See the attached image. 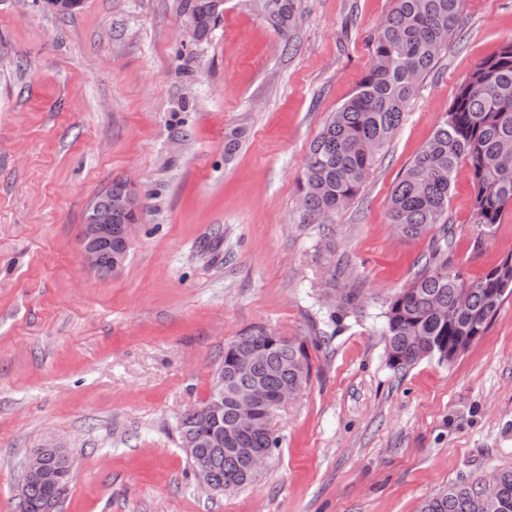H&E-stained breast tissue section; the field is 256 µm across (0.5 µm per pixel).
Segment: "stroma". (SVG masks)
Listing matches in <instances>:
<instances>
[{
  "instance_id": "obj_1",
  "label": "stroma",
  "mask_w": 512,
  "mask_h": 512,
  "mask_svg": "<svg viewBox=\"0 0 512 512\" xmlns=\"http://www.w3.org/2000/svg\"><path fill=\"white\" fill-rule=\"evenodd\" d=\"M391 7L298 0L283 35L255 0H224L198 39L184 0H84L65 17L0 0V512H21L25 462L49 439L75 460L55 512H419L449 482L512 466V296L449 363L391 368L381 318L436 241L470 279L512 254V207L483 232L464 164L447 226L411 239L388 215L458 87L512 39V0H464L331 237L299 221L309 147ZM116 180L139 221L125 264L94 273L84 216ZM333 286L364 298L337 331L320 301ZM256 327L303 344L310 383L278 413L259 477L210 493L178 423Z\"/></svg>"
}]
</instances>
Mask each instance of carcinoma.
<instances>
[{
  "instance_id": "cac0c4a2",
  "label": "carcinoma",
  "mask_w": 512,
  "mask_h": 512,
  "mask_svg": "<svg viewBox=\"0 0 512 512\" xmlns=\"http://www.w3.org/2000/svg\"><path fill=\"white\" fill-rule=\"evenodd\" d=\"M268 23L282 34L294 26L296 0H258ZM463 0H392V7L370 37L372 64L354 94L330 113L312 143L299 181L300 223L325 224L332 214L352 202L363 189L376 155L392 138L403 119L406 102L418 81L428 74L440 49L457 32ZM196 26V37L216 24V0H186ZM469 165L475 187L474 223L490 229L512 205V41L482 59L460 85L454 100L432 137L406 167L392 189L390 223L408 238H418L446 223L448 200L460 162ZM136 198L125 181H114L97 198ZM138 209L112 210V250H117L129 227L137 223ZM448 246L435 245L416 278L399 289L382 312L388 364L405 369L424 358L449 362L464 336L484 335L504 300L512 294V256L477 279L448 273ZM322 302L328 321L337 326L361 303V289L325 290ZM259 346L263 353L250 370L234 368V353ZM311 367L303 344L257 327L224 349L215 370L224 379V414L218 430L231 431L235 400L251 395L262 403L285 388L302 392ZM181 444L208 459L214 484L223 492L243 488L256 480L247 465L251 448L270 458L279 447L271 419L260 417L255 428L218 444L211 425L196 410L178 425ZM484 480L460 478L428 497L420 512H512V466L495 473V492H484ZM68 486L63 481L50 496L48 488L33 482L21 487L22 512H49L48 501H58Z\"/></svg>"
}]
</instances>
